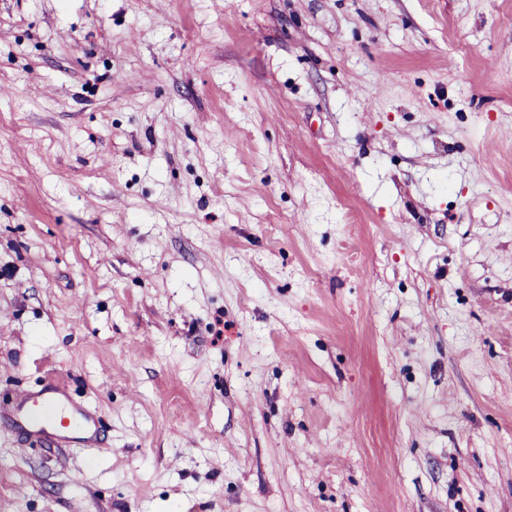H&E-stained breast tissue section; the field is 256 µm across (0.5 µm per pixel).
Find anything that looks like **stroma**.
<instances>
[{"label":"stroma","instance_id":"stroma-1","mask_svg":"<svg viewBox=\"0 0 512 512\" xmlns=\"http://www.w3.org/2000/svg\"><path fill=\"white\" fill-rule=\"evenodd\" d=\"M0 512H512V0H0ZM66 402H63L62 397L52 401L20 392L16 396V402L11 411L12 420L25 422L34 432L52 434L65 441L77 436L69 437L51 433L57 429L58 425L70 428L74 434L92 433L96 427L93 416L74 407L68 400Z\"/></svg>","mask_w":512,"mask_h":512}]
</instances>
